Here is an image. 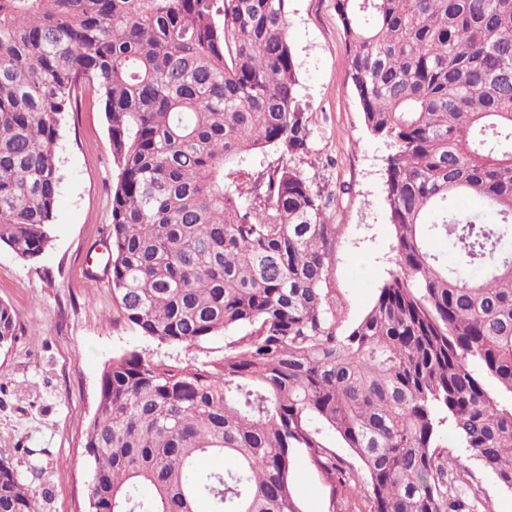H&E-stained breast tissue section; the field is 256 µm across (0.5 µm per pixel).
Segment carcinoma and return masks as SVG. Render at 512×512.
I'll return each instance as SVG.
<instances>
[{
    "label": "carcinoma",
    "instance_id": "obj_1",
    "mask_svg": "<svg viewBox=\"0 0 512 512\" xmlns=\"http://www.w3.org/2000/svg\"><path fill=\"white\" fill-rule=\"evenodd\" d=\"M336 13L364 124L391 148L396 251L345 329L321 193L289 166L224 183L246 155L308 151L288 0H0V245L25 261L48 248L61 118L94 89L117 171L120 316L160 344L225 336L194 364L133 349L104 366L86 512H299L296 449L350 486L326 431L360 460L368 512H470L448 495L445 423L512 491V0H336ZM463 197L494 221L450 207ZM19 330L0 302V349ZM0 512H38L2 457Z\"/></svg>",
    "mask_w": 512,
    "mask_h": 512
}]
</instances>
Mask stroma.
Masks as SVG:
<instances>
[{"label":"stroma","mask_w":512,"mask_h":512,"mask_svg":"<svg viewBox=\"0 0 512 512\" xmlns=\"http://www.w3.org/2000/svg\"><path fill=\"white\" fill-rule=\"evenodd\" d=\"M288 39L308 112L309 150L288 160L269 148L243 168L256 173L287 164L321 191L339 227L330 283L349 326L368 312L396 267L385 198L389 149L363 122L335 0H289ZM57 158L61 182L49 247L28 262L0 246V300L21 327L0 351V457L34 493L39 512H82L90 478L84 430L105 364L132 349L183 363L204 354L144 338L117 311L101 246L116 180L101 105L65 113ZM453 474L456 491H477L480 512H512V491L475 459ZM290 484L300 512L348 510L305 450L294 454Z\"/></svg>","instance_id":"stroma-1"}]
</instances>
